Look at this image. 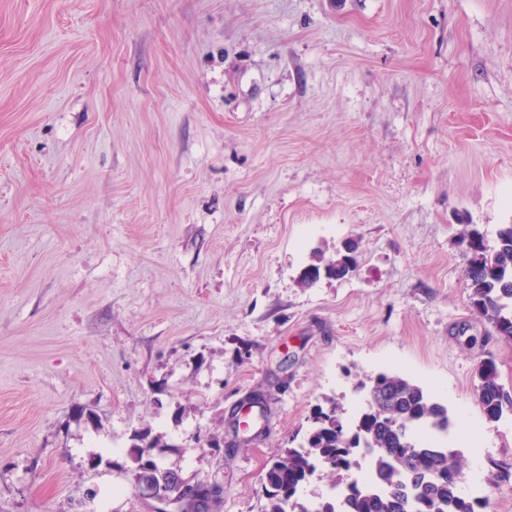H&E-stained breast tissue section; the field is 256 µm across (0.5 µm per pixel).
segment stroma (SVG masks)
<instances>
[{
	"instance_id": "1",
	"label": "stroma",
	"mask_w": 512,
	"mask_h": 512,
	"mask_svg": "<svg viewBox=\"0 0 512 512\" xmlns=\"http://www.w3.org/2000/svg\"><path fill=\"white\" fill-rule=\"evenodd\" d=\"M468 224H512V0H0V512H154L143 445L263 512L272 456L383 371L505 512ZM358 246L354 242H349L347 250H338L335 257L326 258L321 253H316L303 270L301 275V283L305 287L313 285L318 279L311 276L312 271H321L325 269L329 278L342 279L349 270H354L358 264Z\"/></svg>"
}]
</instances>
